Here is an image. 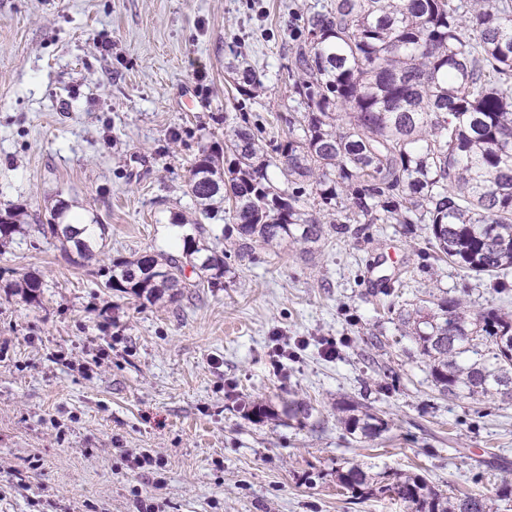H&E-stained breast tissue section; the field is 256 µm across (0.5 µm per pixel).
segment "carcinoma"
Listing matches in <instances>:
<instances>
[{
    "label": "carcinoma",
    "mask_w": 512,
    "mask_h": 512,
    "mask_svg": "<svg viewBox=\"0 0 512 512\" xmlns=\"http://www.w3.org/2000/svg\"><path fill=\"white\" fill-rule=\"evenodd\" d=\"M301 21L289 68L299 116L285 138L265 145L241 115L224 144L202 148L186 183L198 213L224 211L223 231L238 255L283 242L311 248L332 232L358 236L362 224H402L408 233L425 224L440 259L476 277L509 273L512 0H330ZM227 69L241 93H259L262 82L245 62ZM323 212L343 220L326 224ZM65 213L59 207L38 232L74 251L71 262L82 266L96 239L62 223ZM22 230L21 211L0 209V244ZM204 231L193 223L179 258L146 251L112 262L105 287L153 302L221 285L227 251L200 245ZM19 287L33 300L43 281L25 273ZM399 321L439 394L512 401V315L471 313L446 295L413 304ZM288 414L308 420L312 407L290 400ZM336 417L364 439L389 430L354 403L337 404ZM336 485L361 502L387 494L407 512H499L481 490L451 498L424 476L393 469L338 467Z\"/></svg>",
    "instance_id": "1"
}]
</instances>
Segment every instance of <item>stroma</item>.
<instances>
[{
  "mask_svg": "<svg viewBox=\"0 0 512 512\" xmlns=\"http://www.w3.org/2000/svg\"><path fill=\"white\" fill-rule=\"evenodd\" d=\"M325 2L0 0V208L28 224L0 247V512H405L353 502L336 485L348 462L451 497L512 483V403L440 395L396 315L443 294L510 313L512 282L435 262L424 225L262 245L173 302L104 286L113 260L180 254L162 231L196 218L185 182L225 117L285 137L293 32ZM236 55L259 96L238 93ZM61 202L105 227L85 266L34 230ZM25 272L44 283L32 302L10 287ZM342 401L389 431L350 435ZM255 403L273 419L245 416ZM144 450L161 468L121 459Z\"/></svg>",
  "mask_w": 512,
  "mask_h": 512,
  "instance_id": "obj_1",
  "label": "stroma"
}]
</instances>
